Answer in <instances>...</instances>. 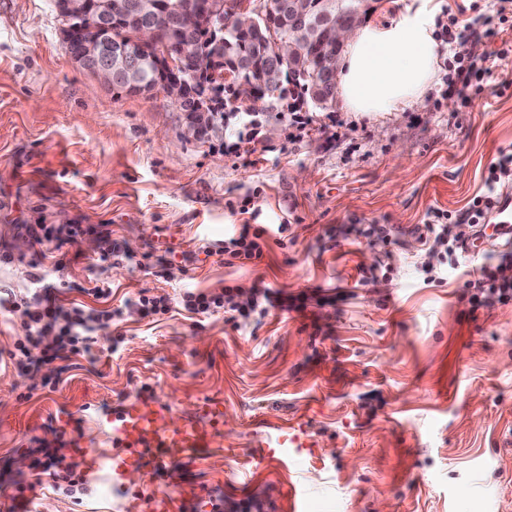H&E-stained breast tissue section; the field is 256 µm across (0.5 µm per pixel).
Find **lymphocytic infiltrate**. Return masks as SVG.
Segmentation results:
<instances>
[{
	"label": "lymphocytic infiltrate",
	"mask_w": 512,
	"mask_h": 512,
	"mask_svg": "<svg viewBox=\"0 0 512 512\" xmlns=\"http://www.w3.org/2000/svg\"><path fill=\"white\" fill-rule=\"evenodd\" d=\"M512 176V145L500 149L499 159L490 169L484 194L473 198L468 210L462 215L465 224L485 223L497 200V189L501 179ZM451 215L443 210L431 213L424 224L419 239L430 252L447 255L462 248L463 241L453 232ZM66 267L65 258L54 259L51 268L41 269L36 276L37 286L25 296H17L9 290H0V310L20 316L28 326L25 336L14 341L8 355L14 368L28 373L55 360L70 356H87L92 352L95 340L93 332L97 323L122 316L124 309H136L144 316H164L179 308L193 314H212L218 311L229 313L231 321H261L271 311L305 312L309 305L327 304L328 296L321 289L313 288L296 293L281 289L256 288L248 304L238 302L239 291L224 288L218 292L186 290L178 298L154 295L140 291L135 300L125 301L123 307L109 308L107 302L112 295L110 287L94 286L89 294L96 307L81 303L62 304L60 294L66 283L61 277ZM464 296L471 309H478L485 296L493 295L501 302L512 301V255L487 253L473 279L464 284ZM31 466L34 470L48 474L55 485L66 495L76 494L83 479L77 474L75 464L65 462L51 441H40L30 449Z\"/></svg>",
	"instance_id": "1"
}]
</instances>
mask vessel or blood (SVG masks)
I'll return each instance as SVG.
<instances>
[{"mask_svg": "<svg viewBox=\"0 0 512 512\" xmlns=\"http://www.w3.org/2000/svg\"><path fill=\"white\" fill-rule=\"evenodd\" d=\"M488 221L494 238L512 244V201L495 205ZM75 420L68 412L56 421L65 461L78 463L90 480L109 473L113 487L123 494L124 512H214L213 502L181 492V468L224 453L223 400L196 398L192 417L180 420L155 393L129 396L117 409L100 415L112 444L108 454L92 450L83 436L74 434ZM292 443L287 430L282 429L257 449L256 455L281 460L287 457ZM133 469L162 479V486L148 497L131 492L126 475Z\"/></svg>", "mask_w": 512, "mask_h": 512, "instance_id": "obj_1", "label": "vessel or blood"}]
</instances>
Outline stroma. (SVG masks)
Masks as SVG:
<instances>
[{"mask_svg":"<svg viewBox=\"0 0 512 512\" xmlns=\"http://www.w3.org/2000/svg\"><path fill=\"white\" fill-rule=\"evenodd\" d=\"M61 26L50 0H0V250L13 256L0 289L31 291L33 261L54 250L25 225L77 224L64 277L109 282L116 307L144 289L235 285L341 299L315 308L311 326L294 311L237 327L223 313L156 321L125 309L97 325L89 356L28 374L0 365V504L25 487L39 492L31 512H123L107 476L76 500L35 475L26 450L71 410L109 452L82 408L148 388L181 419L197 396L224 402L229 453L188 466L186 492L257 496L268 512H292L294 496L304 512H512V302L470 308V257L424 285L420 265L441 258L416 234L432 210L464 212L512 144V55H492L512 29L479 40L467 91L444 69L401 112L314 109L303 128L261 114L252 141L238 137L248 117L229 115L223 137L186 141L163 91H112L66 53ZM244 224L283 230L266 234L261 262L225 265L224 239ZM366 224L390 225L392 250L359 236ZM103 229L126 261L101 266ZM383 259L391 272L364 279ZM284 425L298 456L254 459Z\"/></svg>","mask_w":512,"mask_h":512,"instance_id":"obj_1","label":"stroma"}]
</instances>
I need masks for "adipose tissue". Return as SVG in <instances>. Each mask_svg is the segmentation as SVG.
Returning a JSON list of instances; mask_svg holds the SVG:
<instances>
[{
	"mask_svg": "<svg viewBox=\"0 0 512 512\" xmlns=\"http://www.w3.org/2000/svg\"><path fill=\"white\" fill-rule=\"evenodd\" d=\"M438 0H406L395 17L360 22L345 41L337 92L347 112H399L421 102L440 69Z\"/></svg>",
	"mask_w": 512,
	"mask_h": 512,
	"instance_id": "obj_1",
	"label": "adipose tissue"
}]
</instances>
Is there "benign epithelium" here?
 <instances>
[{"label": "benign epithelium", "instance_id": "benign-epithelium-1", "mask_svg": "<svg viewBox=\"0 0 512 512\" xmlns=\"http://www.w3.org/2000/svg\"><path fill=\"white\" fill-rule=\"evenodd\" d=\"M54 8L63 21L60 37L67 49L75 37L78 23L87 14L88 4L86 0H54ZM267 11L263 0H209L202 10L180 0H168L166 14L177 19L176 26L143 24L129 34L126 43L113 45L103 34L112 27V5L105 3L99 9L100 23L84 36L73 56L91 65L108 85L112 84V71L119 70L132 90L161 89L180 108L187 98L195 95V81L192 75L179 70V63L171 55L168 43L179 40L186 32L204 28L212 35L224 33L226 25L245 32L252 29L257 18L264 17ZM289 11L292 20L288 35L275 41L277 54L282 59H292L302 54L306 47L319 46L324 49L325 58L321 70L313 73L311 80L320 82L332 77L343 51L344 35L363 17L362 9L345 4V0H320L313 7L303 0H294ZM332 17L336 18V24L323 25ZM218 76L222 80L207 97L210 110L184 111V136L188 140L224 137V88L229 85L243 91L241 99L246 104L262 90H269V96L275 98L281 94L282 75L275 67L266 69L256 83L238 77V72L227 68L220 74L213 73V77Z\"/></svg>", "mask_w": 512, "mask_h": 512}]
</instances>
